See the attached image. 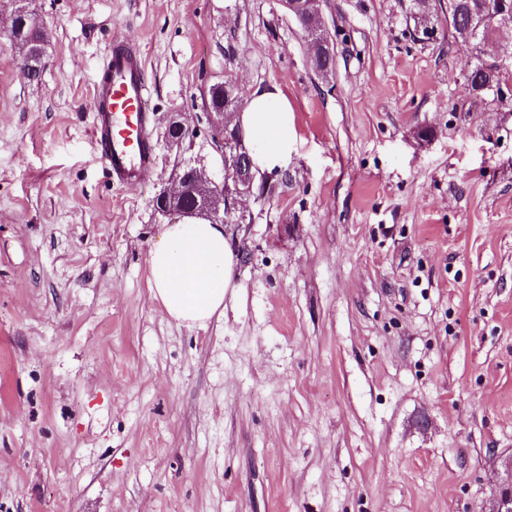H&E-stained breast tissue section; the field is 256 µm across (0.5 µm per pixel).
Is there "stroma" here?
I'll return each mask as SVG.
<instances>
[{
	"mask_svg": "<svg viewBox=\"0 0 512 512\" xmlns=\"http://www.w3.org/2000/svg\"><path fill=\"white\" fill-rule=\"evenodd\" d=\"M22 2L48 41L32 80L0 38V512H477L512 448V91L464 93L448 0H324L326 78L279 0ZM117 38L156 116L136 188L91 140ZM218 82L278 84L299 141L198 329L148 252L181 166L224 175Z\"/></svg>",
	"mask_w": 512,
	"mask_h": 512,
	"instance_id": "1",
	"label": "stroma"
}]
</instances>
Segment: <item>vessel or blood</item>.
I'll use <instances>...</instances> for the list:
<instances>
[{"mask_svg": "<svg viewBox=\"0 0 512 512\" xmlns=\"http://www.w3.org/2000/svg\"><path fill=\"white\" fill-rule=\"evenodd\" d=\"M139 53L114 40L101 80L92 89L94 121L91 138L112 182L140 186L154 166L151 132L155 114Z\"/></svg>", "mask_w": 512, "mask_h": 512, "instance_id": "b4317fda", "label": "vessel or blood"}]
</instances>
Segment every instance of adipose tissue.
Returning a JSON list of instances; mask_svg holds the SVG:
<instances>
[{
  "label": "adipose tissue",
  "instance_id": "adipose-tissue-1",
  "mask_svg": "<svg viewBox=\"0 0 512 512\" xmlns=\"http://www.w3.org/2000/svg\"><path fill=\"white\" fill-rule=\"evenodd\" d=\"M237 124L256 172L287 169L299 133L296 114L278 87L254 90ZM238 263L223 225L185 218L165 225L152 245L149 288L171 319L204 327L223 316L225 300L236 286Z\"/></svg>",
  "mask_w": 512,
  "mask_h": 512
}]
</instances>
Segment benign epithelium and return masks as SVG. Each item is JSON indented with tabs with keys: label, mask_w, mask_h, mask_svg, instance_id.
Returning <instances> with one entry per match:
<instances>
[{
	"label": "benign epithelium",
	"mask_w": 512,
	"mask_h": 512,
	"mask_svg": "<svg viewBox=\"0 0 512 512\" xmlns=\"http://www.w3.org/2000/svg\"><path fill=\"white\" fill-rule=\"evenodd\" d=\"M289 13L305 14L312 17L321 16L322 0H280ZM512 28V6L504 5L492 18H481L477 27L472 31L471 41L481 46L488 38L483 36L489 28ZM498 74L489 76L478 83V90H499L502 86L512 84V78L507 73L512 71V53L502 50L497 56ZM224 168L225 177L218 184L206 171L196 166L192 170L193 183L181 178L158 194V203L163 212L168 215L183 216L199 215L213 224H224L227 218L237 212L241 197L253 193L255 173L248 150L242 138L236 133H224ZM195 196V208L186 211L180 205L187 195ZM496 472V483L488 499L481 505L478 512H512V452L502 453L492 460Z\"/></svg>",
	"instance_id": "obj_1"
}]
</instances>
